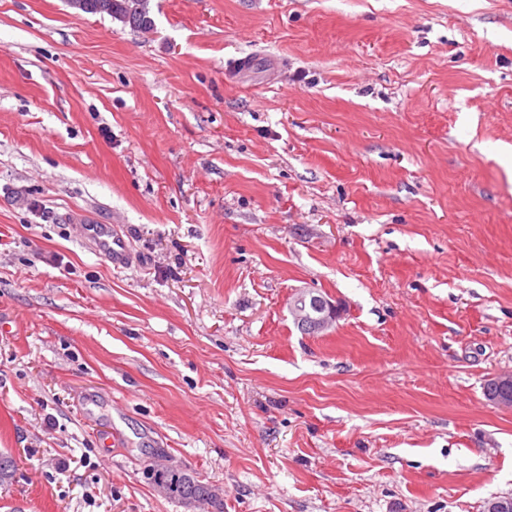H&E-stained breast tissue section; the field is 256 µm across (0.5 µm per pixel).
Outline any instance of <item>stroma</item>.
Segmentation results:
<instances>
[{
	"label": "stroma",
	"mask_w": 512,
	"mask_h": 512,
	"mask_svg": "<svg viewBox=\"0 0 512 512\" xmlns=\"http://www.w3.org/2000/svg\"><path fill=\"white\" fill-rule=\"evenodd\" d=\"M148 8L0 0V512L512 495L483 394L512 373V0ZM302 289L342 306L321 335ZM161 457L217 505L161 495ZM75 8L88 14L105 13L133 28L151 29L153 19L149 16V0H78ZM80 237L86 236L99 254L109 259L115 268L123 267L129 258L127 241L109 224H74Z\"/></svg>",
	"instance_id": "35a3bbf8"
}]
</instances>
